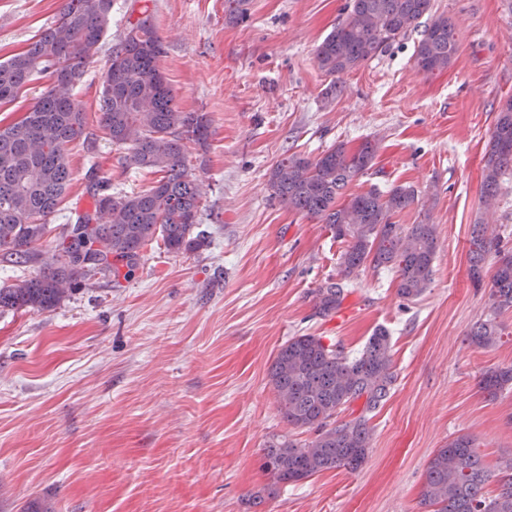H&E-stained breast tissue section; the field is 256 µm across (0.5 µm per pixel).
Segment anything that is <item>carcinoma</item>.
I'll use <instances>...</instances> for the list:
<instances>
[{
	"label": "carcinoma",
	"instance_id": "obj_1",
	"mask_svg": "<svg viewBox=\"0 0 512 512\" xmlns=\"http://www.w3.org/2000/svg\"><path fill=\"white\" fill-rule=\"evenodd\" d=\"M431 9V0H352L349 13L317 46L318 67L330 75L356 69L376 57L415 27ZM112 0H62L58 18L28 47L0 62V104L13 101L35 77L52 82L49 90L11 125L0 126V260L16 265L36 263L39 272L0 287V310H51L92 271L112 272L114 262L136 266L145 246L162 239L179 255L206 243L197 230L200 185L186 170L185 141H207L210 120L182 112L160 70L162 42L148 20L130 25L112 48L102 84L99 125L108 140L127 147L126 167L159 175L139 193L111 192L112 182L91 166L93 207L64 227L61 243L44 251L49 220L59 211L71 181L67 146L86 130V115L73 88L99 50ZM456 52L452 23L432 21L416 50L424 71L443 70ZM65 86L53 85L58 72ZM377 145L366 141L355 151L338 144L311 160L284 157L271 169L272 196L289 209L328 225L333 238L346 244L340 278L314 291V315L336 313L344 280L359 269L394 268L398 294L419 298L431 281L437 249L436 225L425 219L406 227L393 221L414 204L411 186L386 192L373 188L348 194L346 188L373 166ZM512 177V99L501 105L485 157L483 187L493 199L504 178ZM470 276L481 287L482 264L495 263L489 313L468 334L470 344L487 348L499 340L497 316L512 310V247L506 237H490L478 222L471 233ZM98 262L84 265L79 251ZM268 376L288 425L314 430L305 443L283 438L264 449L262 466L277 484H292L332 469L357 470L370 452L366 414L387 398L396 380L391 336L380 327L354 356L319 336H294L272 361ZM480 389L490 398L512 387V366L485 372ZM364 400L363 414L341 423L336 415ZM494 494H483L491 474L474 440L458 435L437 449L426 468L420 492L428 512H512V459L505 461Z\"/></svg>",
	"mask_w": 512,
	"mask_h": 512
}]
</instances>
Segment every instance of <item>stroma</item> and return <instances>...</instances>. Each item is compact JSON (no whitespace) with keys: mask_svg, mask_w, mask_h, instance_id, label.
I'll return each instance as SVG.
<instances>
[{"mask_svg":"<svg viewBox=\"0 0 512 512\" xmlns=\"http://www.w3.org/2000/svg\"><path fill=\"white\" fill-rule=\"evenodd\" d=\"M351 0H113L97 55L74 89L87 126L68 147V195L43 241L90 208L97 166L122 193L153 174L125 168L98 124L104 72L128 24L150 19L159 65L181 111L210 119L205 144L187 142L202 185L198 222L209 244L187 255L145 247L132 275L94 273L55 310L0 312V512H422L427 462L451 438H474L498 474L512 458V392L491 399L484 372L512 365V311L489 348L467 342L484 318L488 284L469 277L471 228L512 237V182L486 206L482 169L494 121L512 97V0H431L429 14L378 57L340 75L315 49ZM62 0H0V62L57 18ZM455 28L448 68L425 72L415 50L437 17ZM378 144L373 167L348 187L410 185L399 224L437 226L431 282L417 300L394 271L353 275L332 317L314 291L337 279L344 244L326 225L272 198L271 168L286 156ZM392 336L397 380L368 422L370 453L356 471L274 485L267 443L312 431L283 420L268 368L301 334L359 352L376 328ZM261 503H254V496Z\"/></svg>","mask_w":512,"mask_h":512,"instance_id":"35a3bbf8","label":"stroma"}]
</instances>
